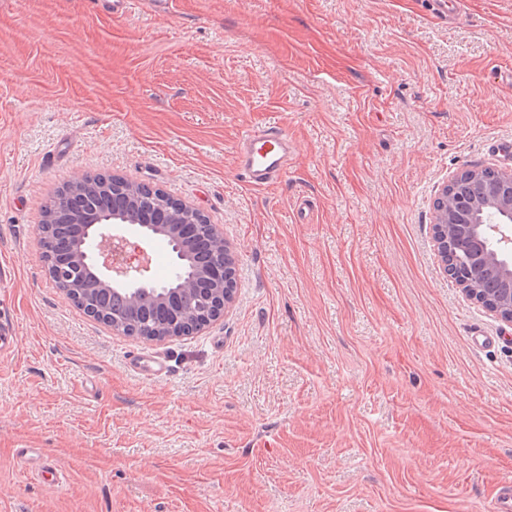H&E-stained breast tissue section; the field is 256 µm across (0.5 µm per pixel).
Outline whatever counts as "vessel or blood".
<instances>
[{
  "instance_id": "vessel-or-blood-1",
  "label": "vessel or blood",
  "mask_w": 512,
  "mask_h": 512,
  "mask_svg": "<svg viewBox=\"0 0 512 512\" xmlns=\"http://www.w3.org/2000/svg\"><path fill=\"white\" fill-rule=\"evenodd\" d=\"M291 152V140L282 127L251 129L242 134L237 144L235 166L251 186L263 187L285 174Z\"/></svg>"
}]
</instances>
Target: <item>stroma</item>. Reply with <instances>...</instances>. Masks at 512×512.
<instances>
[{"mask_svg":"<svg viewBox=\"0 0 512 512\" xmlns=\"http://www.w3.org/2000/svg\"><path fill=\"white\" fill-rule=\"evenodd\" d=\"M511 72L512 0L449 21L433 0H0V512H490L512 323L445 275L433 200L462 169L512 171ZM274 121L295 159L255 188L233 149ZM95 173L223 225V318L127 337L47 277L43 209Z\"/></svg>","mask_w":512,"mask_h":512,"instance_id":"obj_1","label":"stroma"}]
</instances>
